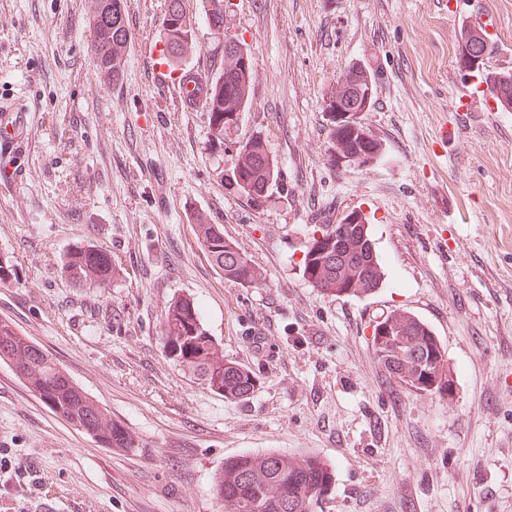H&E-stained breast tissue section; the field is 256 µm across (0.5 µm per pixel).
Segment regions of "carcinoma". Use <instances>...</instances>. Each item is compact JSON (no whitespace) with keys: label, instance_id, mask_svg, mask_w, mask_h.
Returning a JSON list of instances; mask_svg holds the SVG:
<instances>
[{"label":"carcinoma","instance_id":"cac0c4a2","mask_svg":"<svg viewBox=\"0 0 512 512\" xmlns=\"http://www.w3.org/2000/svg\"><path fill=\"white\" fill-rule=\"evenodd\" d=\"M208 27L219 34L224 30V0H206ZM96 70L112 75L117 82L123 75L130 32L125 20V0H98L91 22ZM163 53L176 62L194 44V29L186 19L183 0H168L163 21ZM458 63L484 74L501 108L512 110V70H493L486 62L496 53L493 41L464 25L459 30ZM253 66H244L238 52L221 44L210 70L199 75L204 87L201 106L219 146L224 135L237 126L251 95ZM348 81L335 78L327 100L334 104L349 99ZM333 131L347 129L342 154H369L378 150L377 139L349 117L336 121L329 113ZM230 184L253 204L261 205L277 185L275 159L259 136L242 143L231 154ZM199 240L212 264L224 278L240 284H256L254 268L231 243L224 240L220 224L199 225ZM322 238H312L307 246L302 274L315 288L347 296L346 274L362 284L361 294L378 288L384 269L370 229L364 224H320ZM111 258L96 249L83 248L67 255L63 270L71 282L104 288L110 280ZM373 354L385 372L388 383L409 386L415 378L417 391L444 394L453 385L452 373L441 374L448 364L443 345L434 330L412 312H402L401 322L386 318L374 331ZM164 345L170 359L193 370L212 391L226 397L243 398L254 391L255 378L249 371L226 362L205 329L196 303L187 298L170 302L165 313ZM0 362L12 367L46 406L56 415L96 438L104 448L134 452L138 445L128 431L112 420L108 411L31 339L9 321L0 319ZM334 478L330 462L313 454L284 456L278 452L241 454L224 459V469L214 482V495L224 503V512H313V506L328 492Z\"/></svg>","mask_w":512,"mask_h":512}]
</instances>
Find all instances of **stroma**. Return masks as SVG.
<instances>
[{"instance_id":"1","label":"stroma","mask_w":512,"mask_h":512,"mask_svg":"<svg viewBox=\"0 0 512 512\" xmlns=\"http://www.w3.org/2000/svg\"><path fill=\"white\" fill-rule=\"evenodd\" d=\"M489 65L512 69V0ZM455 0H227L224 29L253 57L234 140L259 136L280 178L255 207L229 187L206 112L151 84L167 0H127L120 82L98 74L92 0H0V99L26 104L17 178L0 180V319L59 364L139 444L101 447L0 364V512H224L214 481L241 453L309 452L335 466L315 512H512V111L457 102ZM207 69L217 40L184 0ZM359 62L376 72L366 166L332 162L324 100ZM364 214L385 275L336 296L302 275L317 225ZM260 270L224 278L198 218ZM107 253L108 287L79 288L68 252ZM187 297L225 361L256 378L245 399L170 360L162 321ZM409 310L434 330L452 396L386 380L373 325Z\"/></svg>"}]
</instances>
